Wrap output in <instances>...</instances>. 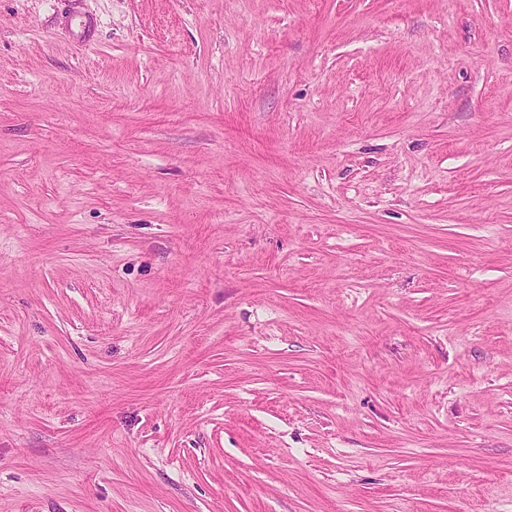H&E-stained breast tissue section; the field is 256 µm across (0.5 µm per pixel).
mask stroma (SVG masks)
Wrapping results in <instances>:
<instances>
[{
	"label": "stroma",
	"mask_w": 512,
	"mask_h": 512,
	"mask_svg": "<svg viewBox=\"0 0 512 512\" xmlns=\"http://www.w3.org/2000/svg\"><path fill=\"white\" fill-rule=\"evenodd\" d=\"M64 2L0 0V512H512V0Z\"/></svg>",
	"instance_id": "obj_1"
}]
</instances>
